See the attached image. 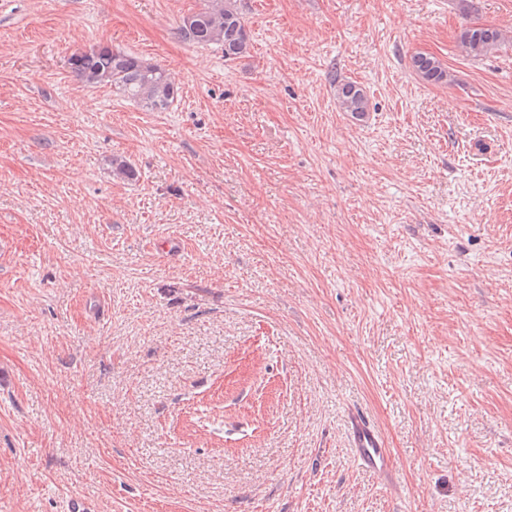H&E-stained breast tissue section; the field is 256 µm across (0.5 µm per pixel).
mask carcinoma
I'll list each match as a JSON object with an SVG mask.
<instances>
[{
    "instance_id": "carcinoma-1",
    "label": "carcinoma",
    "mask_w": 512,
    "mask_h": 512,
    "mask_svg": "<svg viewBox=\"0 0 512 512\" xmlns=\"http://www.w3.org/2000/svg\"><path fill=\"white\" fill-rule=\"evenodd\" d=\"M241 0H203L201 8L183 17L179 28L181 38L192 44H217L224 48V60L233 61L249 50ZM505 36L502 31L471 27L460 35V46L469 56L478 58L497 47ZM71 73L87 86L109 85L125 98L146 108L163 112L178 97L179 87L165 68L147 63L139 57L114 49L97 46L78 52L68 59ZM415 73L431 84L448 82V70L435 57L418 53L411 57ZM336 87L340 111L354 120H363L369 109V99L363 86L355 81L331 75Z\"/></svg>"
}]
</instances>
